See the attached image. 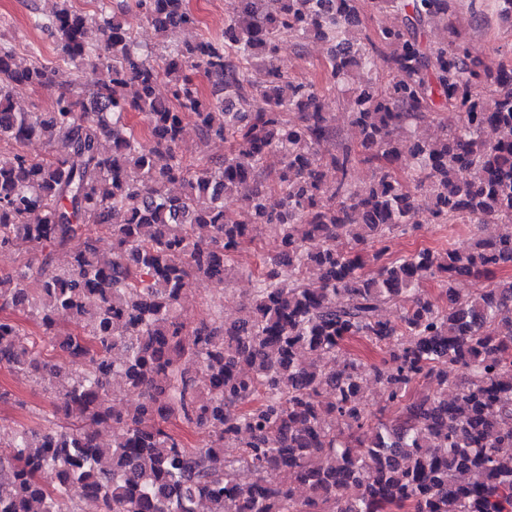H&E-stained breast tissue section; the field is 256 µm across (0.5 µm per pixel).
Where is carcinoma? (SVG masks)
<instances>
[{"mask_svg": "<svg viewBox=\"0 0 512 512\" xmlns=\"http://www.w3.org/2000/svg\"><path fill=\"white\" fill-rule=\"evenodd\" d=\"M135 5L163 41L196 24L186 0ZM463 14L512 30V0H227L221 35L152 58L119 16L58 0L33 23L94 91L48 112L14 90L52 71L0 45V142L50 153L0 157V253L40 254L0 274V367L52 396L48 426L0 451V512H512V280L459 288L512 267V58L488 64ZM310 39L329 45L322 88L277 64ZM190 122L228 145L215 164L186 158ZM425 222L472 224L471 243L391 252ZM268 226L242 314L183 321L191 285L226 281Z\"/></svg>", "mask_w": 512, "mask_h": 512, "instance_id": "1", "label": "carcinoma"}]
</instances>
